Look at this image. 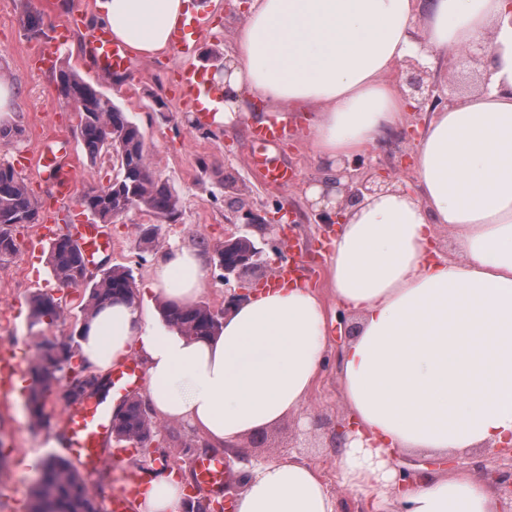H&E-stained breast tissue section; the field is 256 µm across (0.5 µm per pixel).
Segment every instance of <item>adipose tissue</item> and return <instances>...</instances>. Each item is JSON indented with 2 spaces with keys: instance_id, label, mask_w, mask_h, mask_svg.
<instances>
[{
  "instance_id": "obj_1",
  "label": "adipose tissue",
  "mask_w": 512,
  "mask_h": 512,
  "mask_svg": "<svg viewBox=\"0 0 512 512\" xmlns=\"http://www.w3.org/2000/svg\"><path fill=\"white\" fill-rule=\"evenodd\" d=\"M188 0H96L99 24L134 58L169 48ZM477 62L475 89L433 112L413 157L415 184L366 196L330 242L327 283L358 319L339 353L358 440L339 449V478L379 512L386 475L377 452L445 455L512 442V0H249L226 68L209 87L230 126L254 102L310 112L307 140L322 167L376 149L408 101L391 71L415 57ZM447 227L457 258L431 241ZM208 283L203 253L174 246L145 293L194 304ZM320 297L294 284L237 302L211 336L145 326L123 300L95 311L79 352L105 374L138 350L158 416L234 451L240 440L302 409L327 351ZM237 512H338L312 463L245 470ZM140 512H182L177 483L150 480ZM398 512H500L466 470L416 478Z\"/></svg>"
}]
</instances>
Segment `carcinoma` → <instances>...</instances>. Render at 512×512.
<instances>
[{"label": "carcinoma", "mask_w": 512, "mask_h": 512, "mask_svg": "<svg viewBox=\"0 0 512 512\" xmlns=\"http://www.w3.org/2000/svg\"><path fill=\"white\" fill-rule=\"evenodd\" d=\"M58 94L66 102L76 105L78 122L76 135L90 164H96L104 151H113L121 159V172L115 182L101 188L84 191L82 204L97 215L102 223L111 222L112 211L136 207L173 219L180 206L179 197L158 181L146 164L144 133L127 112L93 84L75 72L60 68L57 72ZM41 204L31 194L25 179L11 164L0 163V259L13 255L18 244L14 228L22 224L38 223ZM50 263L56 281L77 288L85 281V262L70 234L58 236L50 247ZM132 275L121 267H110L92 282L89 301L83 308L85 317L95 309L116 299L135 303L130 288ZM62 311V299L42 293L34 296L31 324H53ZM165 323L187 336H210L221 328L223 316L211 311L204 303L174 308L163 312ZM41 366L37 379L30 386L28 406L38 420H43L44 399L61 380L67 382V397L76 402L85 395V387L99 382L107 389L109 381L78 365L80 372L65 378L64 370L78 357L77 344L55 343L49 339L40 345ZM113 431L118 441L131 438L146 440L154 433L150 409L133 399L114 421ZM29 512H102V507L91 497L86 480L73 464L62 457H53L40 468V478L34 491Z\"/></svg>", "instance_id": "cac0c4a2"}]
</instances>
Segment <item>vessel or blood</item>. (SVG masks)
<instances>
[{
  "label": "vessel or blood",
  "mask_w": 512,
  "mask_h": 512,
  "mask_svg": "<svg viewBox=\"0 0 512 512\" xmlns=\"http://www.w3.org/2000/svg\"><path fill=\"white\" fill-rule=\"evenodd\" d=\"M83 20L82 0H73L65 27L56 30L46 41L39 53V65L49 69L56 65L62 42L68 29L78 27ZM206 22L203 17L194 15L182 20L171 33V48L174 52L187 56L194 50L195 38L203 30ZM89 56L95 73L102 77L126 71L130 59L125 49L115 42L108 28L92 31L88 40ZM250 136L257 143L269 146L284 141L288 128L280 122H271L251 128ZM257 164L263 170L267 182L274 186L288 187L294 174L285 167L268 165L266 158H259ZM58 214L54 207L42 210L37 233L28 245L29 254H37L43 243L54 239ZM72 235L75 244L86 261H94L112 249L111 237L102 230L100 224L89 219L73 223ZM26 361L25 354L12 345H0V408L12 405L17 392V381ZM143 375L136 360L128 359L113 367L110 376V398H83L75 407L60 416L56 431L58 449L77 462L86 471H93L105 465L104 450L112 442V401L125 399L141 384ZM230 464L219 454L199 457L195 462L196 481L200 488L217 491L226 482ZM144 480L140 469H133L126 482L114 494L113 512H137L138 492Z\"/></svg>",
  "instance_id": "1"
}]
</instances>
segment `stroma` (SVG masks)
Masks as SVG:
<instances>
[{
  "instance_id": "1",
  "label": "stroma",
  "mask_w": 512,
  "mask_h": 512,
  "mask_svg": "<svg viewBox=\"0 0 512 512\" xmlns=\"http://www.w3.org/2000/svg\"><path fill=\"white\" fill-rule=\"evenodd\" d=\"M96 0H84V21L72 30L60 51L61 66L73 69L85 81L96 85L120 105L144 132L148 162L153 174L171 187L180 198L179 212L173 220H157L152 213L131 209L107 224L112 250L107 262L89 263L93 274L104 265L129 269L135 284H145L154 259L176 245H192L207 257L224 243L225 234L243 225L245 211L274 212L279 205L302 206L310 181L323 176L322 166L314 158L307 141V120L303 113L288 115L290 135L272 150L276 163L291 169L293 184L277 188L264 182L252 159L249 131L252 118L245 117L230 127H191L196 114L180 93L184 74L198 69L208 72L214 59L231 50L237 31L245 21L242 10L212 7L209 0H191L202 6L208 26L198 36V49L189 56L165 52L147 60H134L130 70L110 78L97 76L88 57L87 36L95 29ZM72 0H0V79L15 90L10 128L16 136L0 138V162H9L17 152L36 153L48 138L75 136L77 117L74 104L58 95L55 73L39 69L32 58L37 38L25 29L28 14H41L45 33L66 22ZM417 135L410 125L391 134L385 145L364 155L365 164L396 173L400 184L413 183L412 153ZM232 182L242 190L240 212H233L224 192ZM159 224L157 239L144 244L142 226ZM328 248L321 229L315 224H299L289 241L272 240L263 246L264 276H271L285 261L303 257L310 268V282L320 296L328 317L356 328L353 315L336 304L326 281ZM46 293L65 299L64 312L53 325H31L30 299ZM82 290L64 289L52 278L48 262L34 263L24 251L0 260V343L31 349L26 365L34 371L40 362L39 345L43 338L68 340L79 329L83 314L79 308ZM337 344H330L321 375L308 406L309 417L291 414L277 424L246 436L237 450V468L232 469L223 493L238 497L242 490L241 468L259 461L300 458L315 464L331 492L337 497L340 512H357L358 501L338 477L339 465L332 445L337 425L347 421L349 412L336 365ZM67 399L63 387L48 397L44 412L50 424L36 426L25 399L15 400L9 418L0 417V512H27L35 485L34 474L44 459L55 453L53 421L64 411ZM203 438L181 423L162 424L154 446L168 461L181 464L183 479H191L196 459L203 455ZM137 466L152 471L156 463L148 453L105 465L100 475L88 484L110 512L112 495L118 487V471Z\"/></svg>"
}]
</instances>
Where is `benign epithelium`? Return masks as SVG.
I'll return each instance as SVG.
<instances>
[{"instance_id":"1","label":"benign epithelium","mask_w":512,"mask_h":512,"mask_svg":"<svg viewBox=\"0 0 512 512\" xmlns=\"http://www.w3.org/2000/svg\"><path fill=\"white\" fill-rule=\"evenodd\" d=\"M428 73L425 67L417 62L411 63L410 74L406 84L410 93L406 95L409 100L410 111L415 119H420L422 114L433 112L442 103L440 86L435 82H427ZM391 178V172L366 167L358 162V159L343 161L336 165V169H327L324 177L315 180L322 187L321 199L324 204L319 205L313 201H307L309 214L313 223L323 225L329 229L333 224L344 223L345 215L352 212L363 201L364 197L371 195L382 188V183ZM289 223L288 211L279 207L275 212L263 217H250V222L243 225L246 234L242 238L250 237V232L258 233L260 239L265 235L276 233L280 238H287L285 224ZM262 248L256 242H251V249L239 255L232 262L224 263V283L232 279H239L249 271L261 268ZM492 483L498 492L501 501L506 507H512V475L499 473L494 476Z\"/></svg>"}]
</instances>
